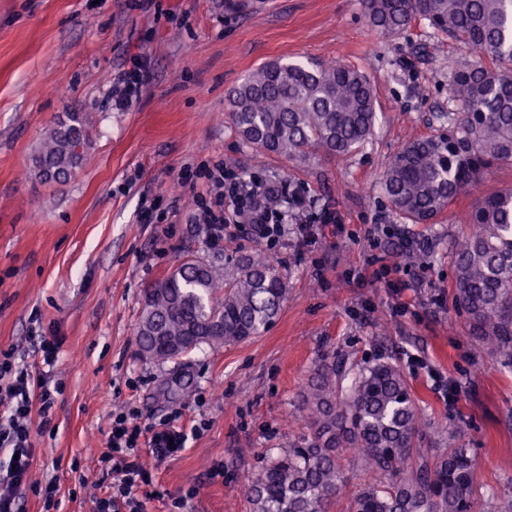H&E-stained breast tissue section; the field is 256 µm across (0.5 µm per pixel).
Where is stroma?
I'll return each mask as SVG.
<instances>
[{
	"instance_id": "obj_1",
	"label": "stroma",
	"mask_w": 512,
	"mask_h": 512,
	"mask_svg": "<svg viewBox=\"0 0 512 512\" xmlns=\"http://www.w3.org/2000/svg\"><path fill=\"white\" fill-rule=\"evenodd\" d=\"M469 56L420 20L381 34L364 0H0V350L30 363L39 337L61 341L46 375L51 423L32 429L25 512H45L36 489L49 483L60 512H93L111 482L98 459L112 414L129 404L142 423L176 413L201 428L153 470L150 512H253L241 486L293 438L288 422L302 418L316 366L380 357L406 375L428 457L470 449L480 512H512V367L469 335L453 299L450 245L476 197L414 224L381 188L402 143L442 125L448 71ZM307 59L369 78L372 141L304 161L246 146L228 118L230 91L261 64ZM131 70L141 94L117 105ZM76 108L92 144L60 186L40 179L31 157ZM219 165L266 187L288 183L301 204L283 213V233L258 237L228 209L215 244L193 223L217 201L208 174ZM259 250L288 289L265 333L201 346L178 364L142 355L147 285L189 256L229 277Z\"/></svg>"
}]
</instances>
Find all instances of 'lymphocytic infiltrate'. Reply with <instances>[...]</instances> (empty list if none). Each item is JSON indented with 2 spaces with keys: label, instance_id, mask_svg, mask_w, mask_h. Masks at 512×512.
Instances as JSON below:
<instances>
[{
  "label": "lymphocytic infiltrate",
  "instance_id": "lymphocytic-infiltrate-1",
  "mask_svg": "<svg viewBox=\"0 0 512 512\" xmlns=\"http://www.w3.org/2000/svg\"><path fill=\"white\" fill-rule=\"evenodd\" d=\"M59 349L58 338H41L30 364L0 350V512H24L22 491L36 453L31 420L39 418L44 427L50 423L54 397L44 371L54 367ZM197 433L174 418L143 425L129 406L114 413L108 450L99 459L100 466L112 469V489L97 499L96 512H149L150 498L141 489L151 482V464L143 461L141 445L149 446L159 465L180 456Z\"/></svg>",
  "mask_w": 512,
  "mask_h": 512
}]
</instances>
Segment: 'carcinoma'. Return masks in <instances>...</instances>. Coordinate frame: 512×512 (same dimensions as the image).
Instances as JSON below:
<instances>
[{
	"instance_id": "1",
	"label": "carcinoma",
	"mask_w": 512,
	"mask_h": 512,
	"mask_svg": "<svg viewBox=\"0 0 512 512\" xmlns=\"http://www.w3.org/2000/svg\"><path fill=\"white\" fill-rule=\"evenodd\" d=\"M372 26L397 36L417 19L479 53L448 71V123L414 136L382 175L391 208L413 224H433L492 169H512V0H365ZM242 141L285 158L346 157L372 138L375 95L350 64L273 62L253 71L228 98ZM91 144L84 113L66 112L32 156L36 174L66 183ZM470 231L451 244L455 305L470 334L512 365V188L480 196ZM287 293L278 267L263 257L223 282L210 264L184 259L144 290L136 335L161 362L203 345L261 335ZM306 431L269 454L244 484L255 512H329L345 482L347 453L371 475L349 512H477V463L467 448L434 462L417 448L418 411L400 365L379 359L345 368L322 363L302 394Z\"/></svg>"
}]
</instances>
